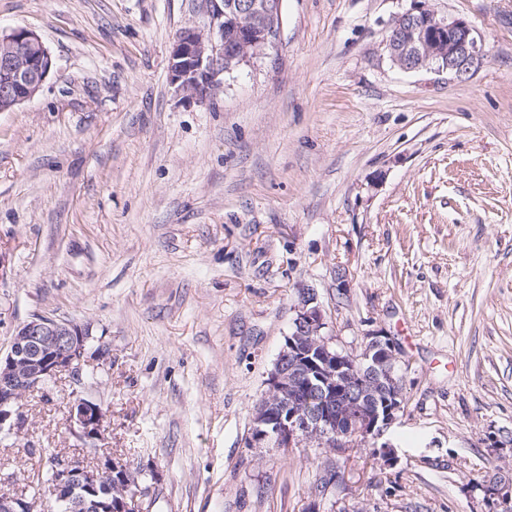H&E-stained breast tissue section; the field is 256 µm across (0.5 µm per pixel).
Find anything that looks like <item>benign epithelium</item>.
I'll return each instance as SVG.
<instances>
[{
  "label": "benign epithelium",
  "instance_id": "1",
  "mask_svg": "<svg viewBox=\"0 0 512 512\" xmlns=\"http://www.w3.org/2000/svg\"><path fill=\"white\" fill-rule=\"evenodd\" d=\"M282 0H206L209 28L180 31L169 58L172 85L200 101L210 98L230 74L273 47L282 24ZM392 64L405 72L430 69L465 81L483 56L482 46L467 21L438 16L426 0L396 17L386 40ZM52 56L41 37L29 29L0 33V112L33 99L51 72ZM324 314L314 290L303 288L295 317L273 368L266 379L268 391L252 417L248 445L296 448L314 442L345 452L369 445L389 461L392 446L376 441L395 422L404 393L395 375L401 356L389 336L371 333L357 356L336 348L323 336ZM87 329L68 320L35 315L18 326L9 350L0 353V431L14 427L22 396L51 378L68 373L77 379L90 360L105 355L102 348H87ZM306 385L305 403L293 390ZM341 396L343 413H330L329 402ZM70 427L84 438L101 432L105 414L97 404L75 395ZM52 493L70 503L74 512H100L99 499L112 495L115 479L126 480L127 463L106 456L93 465L64 456L53 465ZM152 486L126 484L112 507L114 512H149ZM0 512H34L24 497L0 482Z\"/></svg>",
  "mask_w": 512,
  "mask_h": 512
}]
</instances>
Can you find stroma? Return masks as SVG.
<instances>
[{"label": "stroma", "instance_id": "1", "mask_svg": "<svg viewBox=\"0 0 512 512\" xmlns=\"http://www.w3.org/2000/svg\"><path fill=\"white\" fill-rule=\"evenodd\" d=\"M204 2L0 0L54 60L0 112V351L41 314L110 352L23 396L0 477L47 512L53 448L152 477V512H512V0H428L484 46L464 82L392 65L411 0H283L199 102L168 65ZM303 288L337 346L400 345L394 464L248 446ZM77 394L101 435L71 433Z\"/></svg>", "mask_w": 512, "mask_h": 512}]
</instances>
